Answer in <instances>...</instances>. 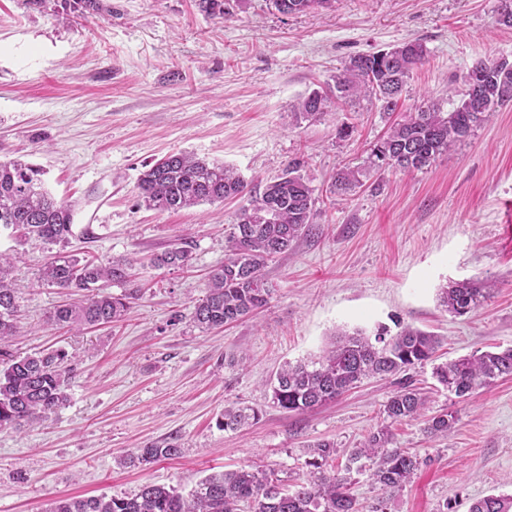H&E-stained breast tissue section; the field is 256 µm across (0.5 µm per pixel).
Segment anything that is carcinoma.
I'll list each match as a JSON object with an SVG mask.
<instances>
[{
  "mask_svg": "<svg viewBox=\"0 0 512 512\" xmlns=\"http://www.w3.org/2000/svg\"><path fill=\"white\" fill-rule=\"evenodd\" d=\"M276 11L296 15L327 8L332 0H270ZM206 13L229 19L233 13L226 0H199ZM426 49L406 42L388 50L354 56L336 77V101L348 103L357 96L375 97L390 115L410 73L421 65ZM461 103L444 112L436 105L419 106L392 123L370 152L371 169L410 173L422 171L457 144L464 142L498 108L512 103V62L479 59L466 78ZM331 98L313 90L296 106L295 116L320 118ZM300 163L288 164L278 179L251 194L249 206L237 214L228 239L224 265L210 276L207 293L195 306L192 320L201 329L239 321L265 306L272 286L262 269L266 261L288 250L304 232L311 231L313 190L299 174ZM43 172L20 160L0 161V226L15 227L25 237L62 242L72 235L70 205L56 199L42 181ZM366 172L344 168L336 173L334 192L345 195L363 185ZM139 187L148 206L178 211L203 202L222 201L247 192L248 184L222 164L173 153L144 171ZM191 253L172 247L153 259L157 268L189 266ZM132 263L94 262L75 255L56 254L39 268V280L56 288L84 293L78 304L60 305L48 320L62 327H86L119 321L138 296L131 279ZM4 255L0 254V341L15 335L18 288L7 280ZM117 285L124 294L114 296L106 288ZM492 285L473 278L440 289V305L464 316L490 295ZM439 346L431 333L405 326L393 336L379 328L375 340L361 330L338 331L332 346L310 361L284 365L270 380L271 400L287 411L303 413L328 404L371 376L404 372L430 361ZM68 352L52 349L33 354H14L0 349V429H20L44 418L69 400ZM437 382L462 397L499 378L512 376V349L486 351L440 363L433 368ZM427 398L410 384H402L389 398L384 412L391 421L415 419L423 414ZM260 411L249 406L224 410L221 426L237 430L259 420ZM454 411L443 409L428 420L425 433L445 436L457 423ZM393 435L384 426L371 433L362 447L352 450L340 471H330L336 446L318 441L309 446L308 478L289 490L274 472L242 467L212 473L189 493L174 486L145 484L131 497L101 494L57 498L45 512H359L350 492L352 474L367 475L389 494L410 482L420 462L417 455L392 448ZM181 453L180 445L147 444L127 454L125 463L137 467ZM470 512H512V496H487L473 503Z\"/></svg>",
  "mask_w": 512,
  "mask_h": 512,
  "instance_id": "1",
  "label": "carcinoma"
}]
</instances>
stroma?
I'll use <instances>...</instances> for the list:
<instances>
[{"mask_svg": "<svg viewBox=\"0 0 512 512\" xmlns=\"http://www.w3.org/2000/svg\"><path fill=\"white\" fill-rule=\"evenodd\" d=\"M101 3L89 14L73 0H0V159L40 167L54 197L83 202L63 243L0 229L20 286L17 334L6 349L61 347L71 368L66 406L35 426L0 430V512L130 496L146 483L187 492L208 474L249 465L293 486L307 476L308 445L320 440L335 443L334 465L343 467L383 425L397 377L365 379L305 413L273 406L267 386L284 363L319 356L339 329L409 325L440 338L443 362L512 347V241L501 230V202L512 199V103L429 169L373 174L343 196L332 192L337 170L364 165L391 116L363 98L316 121L292 116L351 57L410 40L427 54L399 111L426 100L452 110L473 62L512 60L499 0H334L288 16L269 0H246L228 20L208 16L198 0ZM344 125L353 131L342 138ZM177 151L232 167L257 189L299 161L321 227L266 262L273 294L265 307L208 331L192 312L224 262L244 201L147 208L141 173ZM90 219L94 239L81 232ZM176 243L190 249L189 267L151 265ZM59 252L141 259L142 290L123 321L47 327L69 295L40 283L38 267ZM477 277L496 286L476 310L456 317L440 306L439 288ZM432 370L406 372L428 398L424 416L391 426L394 447L417 452L419 470L392 495L356 476L361 512H469L483 497L512 494V377L458 398ZM237 405L261 409L259 421L224 430L225 407ZM444 408L457 413L454 430L427 436L428 417ZM171 439L179 458L124 466L130 449Z\"/></svg>", "mask_w": 512, "mask_h": 512, "instance_id": "stroma-1", "label": "stroma"}]
</instances>
